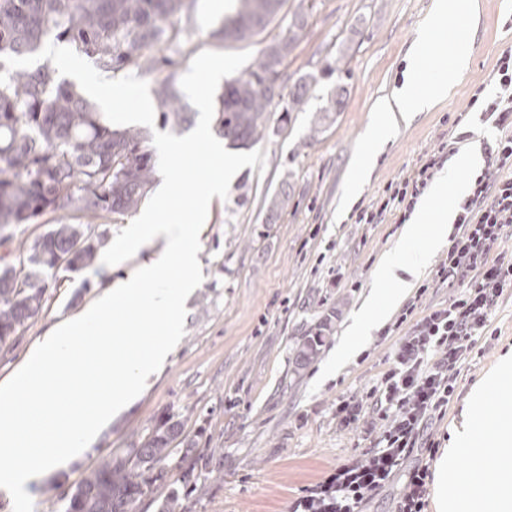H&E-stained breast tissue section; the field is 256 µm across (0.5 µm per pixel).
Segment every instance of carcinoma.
I'll use <instances>...</instances> for the list:
<instances>
[{
    "instance_id": "1",
    "label": "carcinoma",
    "mask_w": 512,
    "mask_h": 512,
    "mask_svg": "<svg viewBox=\"0 0 512 512\" xmlns=\"http://www.w3.org/2000/svg\"><path fill=\"white\" fill-rule=\"evenodd\" d=\"M191 0H0V227L34 224L57 216L49 230L26 247L15 266L0 256V345L8 342L43 306L58 272L91 267L107 232L93 237L90 224L109 215L136 211L153 183L155 160L146 136L134 129L112 128L73 89L45 65L33 72L7 69L1 58L35 53L49 37L76 44L100 67L120 71L136 66L154 71L172 61L154 49L179 43L181 15ZM285 0H239L224 23V37L248 40L280 14ZM306 19H288L284 34L268 43L243 78L224 86L217 110L219 132L228 145L247 149L266 130L265 114L274 99L268 84L293 51ZM310 78L301 76L288 93L281 121L291 120L308 100ZM163 124L183 119L187 103L172 77L156 82ZM85 223L65 220L71 210ZM69 255V265L58 260ZM322 333L305 337L298 356L315 360ZM183 424L169 417L148 440L126 457L104 460L91 469L71 495L69 512H132L136 501L166 481V465ZM201 458L182 472L184 494L171 491L159 512H188V499L205 493L195 475Z\"/></svg>"
}]
</instances>
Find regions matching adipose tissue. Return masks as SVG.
Returning <instances> with one entry per match:
<instances>
[{
    "instance_id": "obj_1",
    "label": "adipose tissue",
    "mask_w": 512,
    "mask_h": 512,
    "mask_svg": "<svg viewBox=\"0 0 512 512\" xmlns=\"http://www.w3.org/2000/svg\"><path fill=\"white\" fill-rule=\"evenodd\" d=\"M449 50L455 68L446 76L423 85L419 82L417 64H410L400 88L376 101L374 109L380 119L369 130V144L380 146L392 124L410 119L413 113L432 107L446 97L467 59L466 51L459 44H451ZM462 189L457 177L442 179L438 196L426 200L415 214L413 223L405 226L402 240L420 234L425 237L424 247L410 259L408 278L391 275L393 268L405 259L403 252L396 250L380 257L378 269L381 279L354 316L341 345L342 353L354 351L360 336L388 320L392 311L410 293L415 280L426 271L432 253L447 243L451 230L449 220L456 196ZM481 390L485 393L499 390L503 396L493 411V421L486 425L482 434H475L473 423L468 419L454 428L449 445L436 464L434 495L437 512H512V429L503 427L498 421L504 413H512V364L495 370L486 378ZM474 439L479 442V459L493 465V480L478 479L474 467L461 468L456 463L461 448Z\"/></svg>"
}]
</instances>
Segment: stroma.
Wrapping results in <instances>:
<instances>
[{
  "mask_svg": "<svg viewBox=\"0 0 512 512\" xmlns=\"http://www.w3.org/2000/svg\"><path fill=\"white\" fill-rule=\"evenodd\" d=\"M466 40L469 62L448 97L411 122L400 124L377 155L355 209L339 215L352 164L366 155L362 136L375 119L374 103L404 79L410 55L433 0H286L279 16L260 34L238 42L221 33L235 0H192L180 25L181 46L163 45L181 80L203 51L260 54L284 30L291 15L307 25L280 68L282 91L266 114L268 128L257 147L264 168L244 167L233 177L226 199L215 202L200 232L203 281L187 301L185 335L133 407L115 418L78 462L49 474L32 489L34 512H63L67 498L91 468L140 447L161 419L183 423V435L207 457L209 492L190 512H291L293 502L361 449L380 428L372 413L349 426L336 418L339 401L361 396L380 380L403 330H378L363 339L356 357L338 373L324 375L355 311L373 285L380 256L394 249L402 231L391 215L360 224L358 208L375 203L425 155L448 146L443 171L467 181V143L493 140L494 129L469 111L476 87L490 83L498 55L512 47L504 28L512 10L502 0H478ZM344 66H337V53ZM314 75L303 111L282 124L281 113L298 77ZM347 96L321 132L316 112L329 109L336 86ZM461 118L469 140L453 143L450 121ZM290 199L278 215L264 201L279 190ZM448 254L437 251L422 280L426 291L409 295L416 313L447 305L459 288L443 284L437 270ZM137 264H104L62 272L46 291L43 308L24 330L0 346V381L11 378L29 351L54 323L82 310L109 280ZM495 338L463 367L458 400L432 432L447 444L456 425L472 411L474 388L512 355V295L492 312ZM322 332L325 342L313 362L301 365L296 350L303 337Z\"/></svg>",
  "mask_w": 512,
  "mask_h": 512,
  "instance_id": "35a3bbf8",
  "label": "stroma"
}]
</instances>
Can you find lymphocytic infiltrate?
<instances>
[{"label": "lymphocytic infiltrate", "instance_id": "obj_1", "mask_svg": "<svg viewBox=\"0 0 512 512\" xmlns=\"http://www.w3.org/2000/svg\"><path fill=\"white\" fill-rule=\"evenodd\" d=\"M493 78L495 92L478 86L469 108L498 136L488 147V167L469 178L470 192L455 218L458 230L450 235L437 272L441 282L463 290L448 306L416 319L379 386L339 402L336 415L345 426L373 411L381 422L374 445L298 498L295 512H364L399 475L404 488L394 512H425L430 463L438 451L432 425L447 414L462 366L478 355L493 310L512 289V256L500 249L506 230H512V48L499 55ZM442 163V152L427 154L410 173L390 182L376 205L362 209L358 223H377L386 213L406 219Z\"/></svg>", "mask_w": 512, "mask_h": 512}]
</instances>
